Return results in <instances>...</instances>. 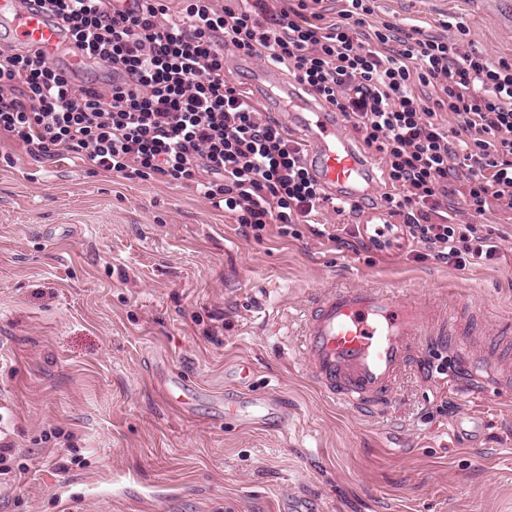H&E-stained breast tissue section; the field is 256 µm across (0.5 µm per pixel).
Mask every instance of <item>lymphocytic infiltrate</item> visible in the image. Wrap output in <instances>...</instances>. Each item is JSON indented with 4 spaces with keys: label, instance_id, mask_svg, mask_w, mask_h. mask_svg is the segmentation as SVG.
I'll return each instance as SVG.
<instances>
[{
    "label": "lymphocytic infiltrate",
    "instance_id": "1",
    "mask_svg": "<svg viewBox=\"0 0 512 512\" xmlns=\"http://www.w3.org/2000/svg\"><path fill=\"white\" fill-rule=\"evenodd\" d=\"M62 19L73 54L108 80L78 86L41 52L0 49V139L38 161L89 162L117 174L195 189L262 237L293 236L321 207L343 212L306 162L300 142L262 116L249 92L224 78V52L287 69L314 101L340 112L380 154L392 190L388 221L369 224L370 247H418L457 269L501 248L460 223L448 181L467 210H512V62L448 44L419 28L369 25L373 0H349L334 22L280 0H21ZM432 89L422 105L415 85ZM458 116L455 130L439 111Z\"/></svg>",
    "mask_w": 512,
    "mask_h": 512
}]
</instances>
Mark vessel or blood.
<instances>
[{"label": "vessel or blood", "mask_w": 512, "mask_h": 512, "mask_svg": "<svg viewBox=\"0 0 512 512\" xmlns=\"http://www.w3.org/2000/svg\"><path fill=\"white\" fill-rule=\"evenodd\" d=\"M63 23L47 10H22L16 0H0V36L42 52L49 61L66 59L72 69L86 61L71 55ZM288 103L289 125L305 129L313 145L309 159L321 181L348 203L358 202L374 173L345 131L341 113L306 99L297 87L280 86ZM434 319L432 310L404 292L380 288H341L317 296L305 316L301 354L307 374L330 398L359 408L382 407L412 357L416 337ZM198 389L180 376L164 383L165 401L189 408ZM229 410L240 422L262 424L280 417L278 399L243 396Z\"/></svg>", "instance_id": "b4317fda"}]
</instances>
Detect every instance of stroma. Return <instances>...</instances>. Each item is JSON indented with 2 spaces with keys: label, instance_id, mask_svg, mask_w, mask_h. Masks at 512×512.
<instances>
[{
  "label": "stroma",
  "instance_id": "obj_1",
  "mask_svg": "<svg viewBox=\"0 0 512 512\" xmlns=\"http://www.w3.org/2000/svg\"><path fill=\"white\" fill-rule=\"evenodd\" d=\"M373 24L414 25L512 59V0H375ZM361 210L323 209L262 238L193 190L22 156L0 162V512H512V391L472 372L451 337L422 336L383 408L323 396L300 353L312 298L404 289L476 350L512 335V212L467 223L499 259L458 270L380 252L356 226L385 217L379 154ZM339 233V242L328 233ZM280 397L285 424L225 420L217 397ZM207 394L192 414L157 379Z\"/></svg>",
  "mask_w": 512,
  "mask_h": 512
}]
</instances>
